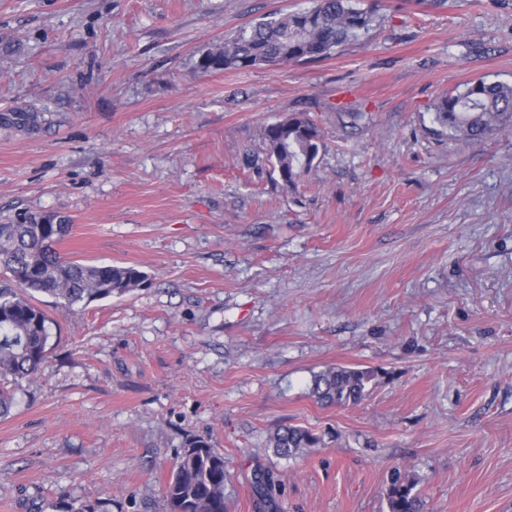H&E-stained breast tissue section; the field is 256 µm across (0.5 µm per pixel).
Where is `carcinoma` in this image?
Here are the masks:
<instances>
[{
	"label": "carcinoma",
	"instance_id": "carcinoma-1",
	"mask_svg": "<svg viewBox=\"0 0 512 512\" xmlns=\"http://www.w3.org/2000/svg\"><path fill=\"white\" fill-rule=\"evenodd\" d=\"M381 0L361 9L354 0H312V7L262 20L207 50L199 60L204 71L237 70L325 59L339 46L366 36L377 23ZM436 121L450 136L478 140L512 131V83L483 78L443 97ZM263 136L268 160L281 185L294 189L318 157L323 143L315 124L303 112L267 125ZM71 225L52 217L23 224H0V377L14 382L37 374L46 361L49 318L27 294L51 295L69 307L121 296L146 286L147 275L134 266L84 265L66 259L58 245ZM378 370L370 367H329L316 374L311 392L325 406L361 401L375 384ZM319 438L297 426L277 429L273 452L294 458L313 448ZM224 457L207 441H189L177 457L164 487L169 512H224ZM417 482L396 473L386 488L389 512H420ZM273 475L257 472L253 494L263 503L275 497Z\"/></svg>",
	"mask_w": 512,
	"mask_h": 512
}]
</instances>
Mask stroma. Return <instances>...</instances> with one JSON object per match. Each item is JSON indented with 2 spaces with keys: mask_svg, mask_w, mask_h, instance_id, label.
I'll return each mask as SVG.
<instances>
[{
  "mask_svg": "<svg viewBox=\"0 0 512 512\" xmlns=\"http://www.w3.org/2000/svg\"><path fill=\"white\" fill-rule=\"evenodd\" d=\"M310 5L0 0V222L66 217V258L148 277L83 308L35 296L51 335L0 418V512H169L195 438L227 512H388L396 468L423 512H512V132L454 139L434 109L512 82V0H386L329 58L199 69ZM297 112L324 148L291 192L262 130ZM333 366L381 376L326 407L309 388ZM288 425L319 445L274 456ZM275 480L269 472H256L252 479L253 494L263 503L273 501L275 497Z\"/></svg>",
  "mask_w": 512,
  "mask_h": 512,
  "instance_id": "1",
  "label": "stroma"
}]
</instances>
